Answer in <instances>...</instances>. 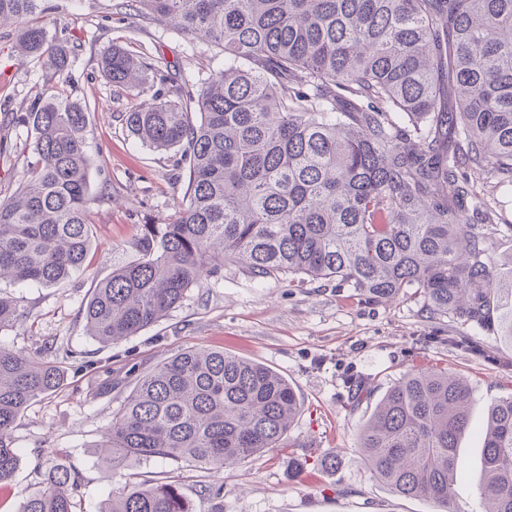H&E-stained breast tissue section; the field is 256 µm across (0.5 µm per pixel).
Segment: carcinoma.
Wrapping results in <instances>:
<instances>
[{
    "label": "carcinoma",
    "instance_id": "obj_1",
    "mask_svg": "<svg viewBox=\"0 0 512 512\" xmlns=\"http://www.w3.org/2000/svg\"><path fill=\"white\" fill-rule=\"evenodd\" d=\"M141 14L224 53L195 88L114 43L98 70L115 87L164 94L125 113L146 146L181 152L175 219L144 224L138 258L94 288L87 334L110 345L156 324L190 288L237 264L257 279L348 285L377 301L407 294L430 314L512 345V272H500L466 170L512 187V0H135ZM44 0H0V27L48 82L13 121L36 160L0 198V281L51 287L83 267L90 212L85 109L53 90L70 51L41 23ZM198 119H192V114ZM19 316L0 297V330ZM63 382L59 366L0 344V483L18 462L21 412ZM468 381L404 375L360 433L370 475L455 512ZM277 370L193 348L137 375L96 448L117 466L165 458L220 470L279 448L300 412ZM484 512H512V397L488 406ZM79 474L54 464L18 512H73ZM101 512H195L172 482L133 486Z\"/></svg>",
    "mask_w": 512,
    "mask_h": 512
}]
</instances>
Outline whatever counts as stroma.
Masks as SVG:
<instances>
[{
  "mask_svg": "<svg viewBox=\"0 0 512 512\" xmlns=\"http://www.w3.org/2000/svg\"><path fill=\"white\" fill-rule=\"evenodd\" d=\"M117 0H47L45 20L72 50L59 93L87 112L90 191L109 190L91 211L92 246L83 268L54 287L0 281V296L21 312L0 330V344L56 362L65 381L20 414L14 431L19 465L0 484V512H18L49 468L65 460L79 476L74 512L159 478L175 481L196 512L213 505L208 486L223 488L224 512H439L425 498H406L376 481L358 459V434L385 391L413 369L445 368L472 388L468 432L459 443L452 487L458 512H484L478 483L481 433L491 402L512 396V349L471 326L431 315L421 299L370 301L333 282L303 286L253 278L228 265L222 276L189 289L167 316L139 335L103 346L87 336L83 309L93 288L113 269L136 259L132 244L143 224L172 222L188 184L177 151L156 152L127 130L123 116L141 101L100 77L96 59L112 42L145 58H165L191 84L222 68L210 44L139 16ZM46 81L41 62L19 60L13 42L0 41V196L12 192L33 159L24 128L12 113L25 109ZM474 190L492 208L499 229L497 260L512 258V190L473 175ZM217 348L282 373L302 409L287 447L273 448L220 471L166 459L111 468L96 450L104 429L138 374L182 350ZM364 375L371 396L352 405L346 374ZM305 460L293 474V459Z\"/></svg>",
  "mask_w": 512,
  "mask_h": 512,
  "instance_id": "1",
  "label": "stroma"
}]
</instances>
